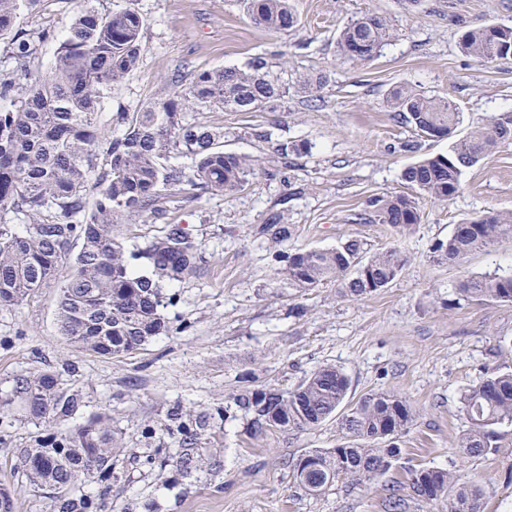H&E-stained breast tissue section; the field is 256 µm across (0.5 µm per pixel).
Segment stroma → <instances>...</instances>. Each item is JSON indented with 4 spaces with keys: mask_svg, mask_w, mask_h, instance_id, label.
Segmentation results:
<instances>
[{
    "mask_svg": "<svg viewBox=\"0 0 512 512\" xmlns=\"http://www.w3.org/2000/svg\"><path fill=\"white\" fill-rule=\"evenodd\" d=\"M129 1L145 20L144 52L102 113L104 132H114V112H135L171 94L174 75L242 68L258 56L274 63L283 50L289 70L321 72L326 84L312 103L289 93L279 112H196V119L223 127L225 151L249 156L254 176L233 196L189 190L167 200L162 218L136 216L117 227L131 244L177 223L201 243L203 269L173 285L177 303L167 310L187 322V331L119 357L74 347L56 320L59 282L70 273L62 268L31 299L0 309V395L15 377L49 369L83 389L89 413L112 415L130 452L111 481L84 486L88 495L104 496L112 512H384L391 482L406 481L411 469L451 464L480 490L481 512H512V431L496 452L464 461L456 453L466 427L461 392L484 366L512 370V303L471 301L456 289L471 275L512 271V239L462 266L430 256L456 224L512 212V141L465 171L454 200H420L422 219L410 231L371 222L368 207L373 196L405 192V167L448 148L394 121L386 102L394 87L407 84L455 105L461 137L512 117V63L484 64L459 47L467 29L512 26V0H293L297 24L285 38L255 27L242 0L95 3L109 10ZM75 11L76 0H44L21 20V28L47 35L41 69H49ZM369 14L386 17L395 38L372 61L343 59L340 30ZM301 141L308 152L281 154V144ZM273 212L288 221L289 250L358 238L370 254L398 246L408 262L368 296H343L337 282L297 293L276 274L260 233ZM297 306L304 317L293 315ZM326 363L348 375L352 396L392 391L414 414L398 464L366 485L343 481L320 496L297 487L292 460L335 447L332 421L256 437L237 415L225 421L218 444L201 449L204 466L188 478L147 462L140 450L143 424L173 404L205 409L247 388L288 389ZM12 412L13 422L0 423V488L13 494L16 512H49V498L30 492L14 469L15 451L35 427L20 421V407Z\"/></svg>",
    "mask_w": 512,
    "mask_h": 512,
    "instance_id": "stroma-1",
    "label": "stroma"
}]
</instances>
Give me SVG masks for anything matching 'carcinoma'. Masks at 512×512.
Returning a JSON list of instances; mask_svg holds the SVG:
<instances>
[{"label":"carcinoma","mask_w":512,"mask_h":512,"mask_svg":"<svg viewBox=\"0 0 512 512\" xmlns=\"http://www.w3.org/2000/svg\"><path fill=\"white\" fill-rule=\"evenodd\" d=\"M44 0H0V40L9 38L0 70V308L18 306L54 278L73 271L61 286L57 324L70 343L101 356L129 355L157 336L180 333L164 309L176 294L164 288L199 272L201 243L182 224H166L128 249L113 228L130 216H160L169 196L186 188L233 196L254 175L252 160L224 151V129L187 119L194 108L233 112H276L289 88L315 99L325 84L318 73L293 75L273 70L262 57L246 68L193 73L179 92L138 112L116 113L119 132L106 135L97 117L138 67L144 49L145 20L132 7L102 11L83 0L59 41L48 72L34 66L44 33L19 28L20 19ZM251 23L288 35L297 18L291 0H246ZM396 33L386 18L367 15L348 23L337 48L350 60L375 58ZM461 50L486 64L512 61V26L488 25L464 31ZM399 118L428 138L450 140L448 151L407 166L401 179L411 193L383 194L370 201L372 218L399 230L421 223L418 200L449 202L463 188L464 171L512 139V120L494 121L455 137L459 113L444 99L402 85L388 96ZM191 160L172 167L171 155ZM262 232L288 239L281 214ZM512 238V213L488 212L455 225L446 240L432 246L433 258L461 265L469 256ZM78 251H73L75 244ZM288 287L306 292L340 281L346 295H370L387 287L408 262L397 247L366 255L351 238L331 249L272 255ZM459 293L476 301L512 303V272L467 276ZM349 377L334 365L315 369L286 391L244 390L232 397L235 409L250 417V429L305 431L331 419L340 443L310 450L314 468L297 459L298 484L320 495L342 479L365 484L389 472L402 458L401 438L413 412L408 401L389 391L347 399ZM20 400L24 419L34 425L76 418L86 406L81 391L51 370L15 379L0 398V412ZM467 423L457 442L462 458L483 456L499 447L502 429L512 428V371L486 369L460 396ZM228 406L191 411L176 405L156 424L141 430L145 447L174 448L165 463L189 475L199 465L198 449L224 429ZM125 448L112 415L48 436L36 432L18 449L17 467L33 493L52 491L51 512H103L101 499L83 485L94 475L112 478ZM411 498L443 502L448 512H480V492L456 470L422 467L409 471ZM400 486L388 488L386 512H407Z\"/></svg>","instance_id":"1"}]
</instances>
